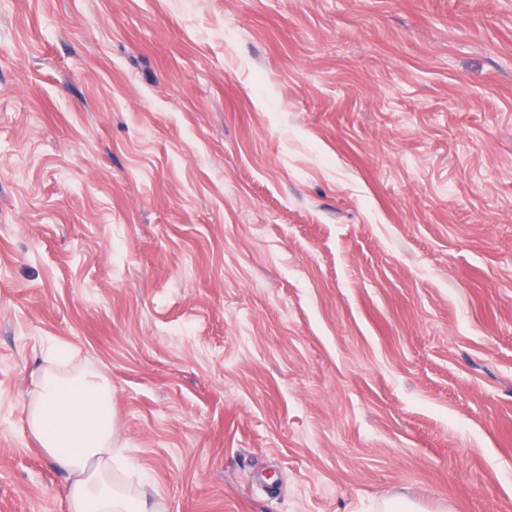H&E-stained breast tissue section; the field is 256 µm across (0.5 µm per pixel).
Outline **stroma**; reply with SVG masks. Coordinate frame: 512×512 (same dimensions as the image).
<instances>
[{
	"label": "stroma",
	"mask_w": 512,
	"mask_h": 512,
	"mask_svg": "<svg viewBox=\"0 0 512 512\" xmlns=\"http://www.w3.org/2000/svg\"><path fill=\"white\" fill-rule=\"evenodd\" d=\"M58 349L152 512H512V0H0V512Z\"/></svg>",
	"instance_id": "35a3bbf8"
}]
</instances>
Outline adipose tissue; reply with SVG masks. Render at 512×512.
<instances>
[{
  "mask_svg": "<svg viewBox=\"0 0 512 512\" xmlns=\"http://www.w3.org/2000/svg\"><path fill=\"white\" fill-rule=\"evenodd\" d=\"M30 428L41 448L70 477L68 512H149L147 503L112 481V388L83 372L40 375Z\"/></svg>",
  "mask_w": 512,
  "mask_h": 512,
  "instance_id": "1",
  "label": "adipose tissue"
}]
</instances>
